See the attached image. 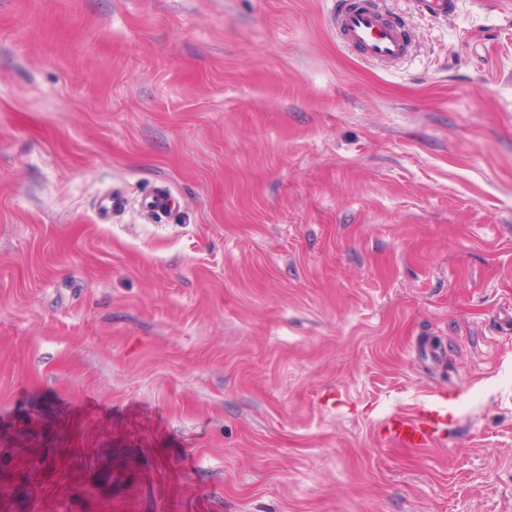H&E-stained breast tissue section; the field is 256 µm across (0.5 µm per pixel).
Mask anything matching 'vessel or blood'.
<instances>
[{"instance_id":"obj_1","label":"vessel or blood","mask_w":512,"mask_h":512,"mask_svg":"<svg viewBox=\"0 0 512 512\" xmlns=\"http://www.w3.org/2000/svg\"><path fill=\"white\" fill-rule=\"evenodd\" d=\"M334 26L345 43L356 48L365 59L385 66L403 61L412 44L403 27L371 6L357 7L343 0L336 10ZM448 407L430 398L412 413L388 416L384 426L390 436L406 448H427L440 436L447 423Z\"/></svg>"}]
</instances>
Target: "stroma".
Wrapping results in <instances>:
<instances>
[{"label": "stroma", "mask_w": 512, "mask_h": 512, "mask_svg": "<svg viewBox=\"0 0 512 512\" xmlns=\"http://www.w3.org/2000/svg\"><path fill=\"white\" fill-rule=\"evenodd\" d=\"M336 2L0 0V512H512V0ZM336 10L334 26L345 43L367 60L385 66L403 61L412 44L403 27L371 6L354 7L345 0ZM420 403L411 414L388 416L384 427L405 448H429L442 434L447 423L448 406L432 398Z\"/></svg>", "instance_id": "obj_1"}]
</instances>
